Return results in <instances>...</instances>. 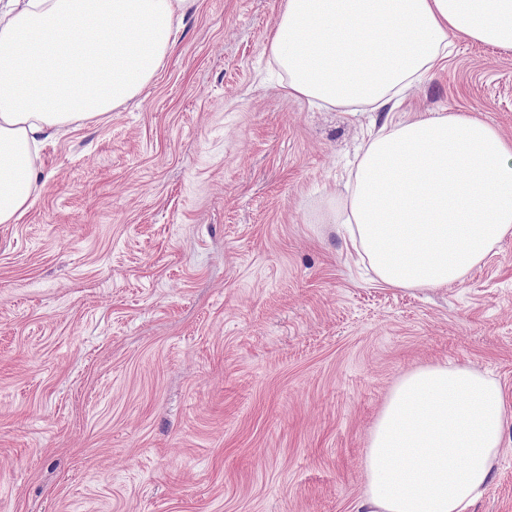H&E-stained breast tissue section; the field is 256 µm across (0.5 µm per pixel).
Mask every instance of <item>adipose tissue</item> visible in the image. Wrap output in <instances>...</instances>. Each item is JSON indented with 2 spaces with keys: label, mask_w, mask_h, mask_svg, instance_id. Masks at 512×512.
Here are the masks:
<instances>
[{
  "label": "adipose tissue",
  "mask_w": 512,
  "mask_h": 512,
  "mask_svg": "<svg viewBox=\"0 0 512 512\" xmlns=\"http://www.w3.org/2000/svg\"><path fill=\"white\" fill-rule=\"evenodd\" d=\"M195 0H0V224L39 181L59 129L141 93ZM457 38L512 50V0H283L269 42L289 93L386 106ZM336 224L390 288H442L512 236V140L461 113L383 126ZM507 418L494 380L465 366L404 375L370 434L354 512H465L493 470Z\"/></svg>",
  "instance_id": "adipose-tissue-1"
}]
</instances>
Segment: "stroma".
Returning a JSON list of instances; mask_svg holds the SVG:
<instances>
[{
	"label": "stroma",
	"mask_w": 512,
	"mask_h": 512,
	"mask_svg": "<svg viewBox=\"0 0 512 512\" xmlns=\"http://www.w3.org/2000/svg\"><path fill=\"white\" fill-rule=\"evenodd\" d=\"M281 0H198L150 84L47 140L0 224V512H351L397 380L467 366L512 407V237L381 284L334 223L371 128L512 139V51L452 40L393 110L288 95ZM512 512V422L483 496Z\"/></svg>",
	"instance_id": "1"
}]
</instances>
